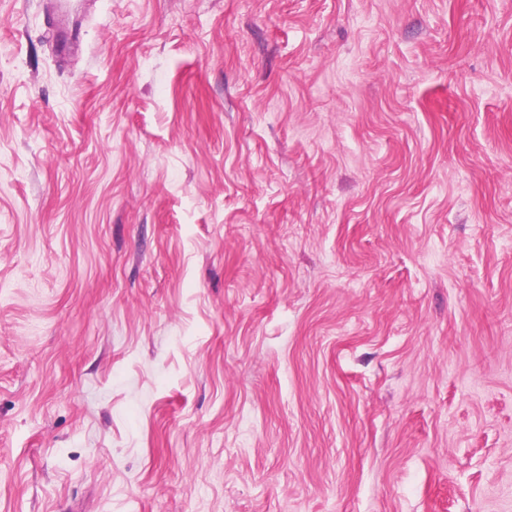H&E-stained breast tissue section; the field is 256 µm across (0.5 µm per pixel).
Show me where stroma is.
Segmentation results:
<instances>
[{
  "mask_svg": "<svg viewBox=\"0 0 512 512\" xmlns=\"http://www.w3.org/2000/svg\"><path fill=\"white\" fill-rule=\"evenodd\" d=\"M0 512H512V0H0Z\"/></svg>",
  "mask_w": 512,
  "mask_h": 512,
  "instance_id": "1",
  "label": "stroma"
}]
</instances>
